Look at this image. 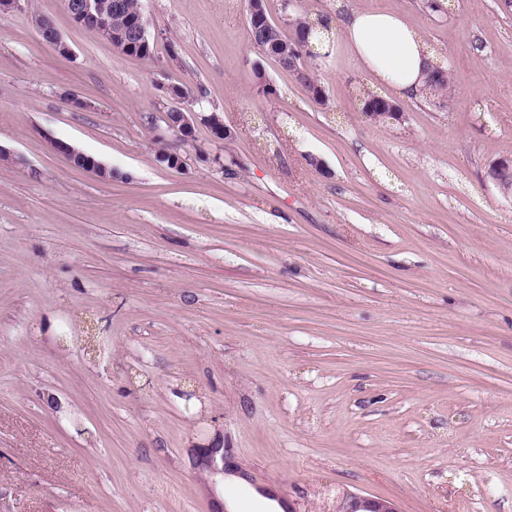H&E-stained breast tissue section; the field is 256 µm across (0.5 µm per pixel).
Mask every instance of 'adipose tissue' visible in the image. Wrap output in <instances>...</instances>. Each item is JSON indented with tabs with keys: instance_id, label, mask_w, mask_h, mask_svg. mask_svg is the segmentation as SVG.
<instances>
[{
	"instance_id": "1",
	"label": "adipose tissue",
	"mask_w": 512,
	"mask_h": 512,
	"mask_svg": "<svg viewBox=\"0 0 512 512\" xmlns=\"http://www.w3.org/2000/svg\"><path fill=\"white\" fill-rule=\"evenodd\" d=\"M335 29L360 68L397 95H415L423 86L431 56L421 33L402 14L357 9L337 19Z\"/></svg>"
}]
</instances>
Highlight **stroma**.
Returning a JSON list of instances; mask_svg holds the SVG:
<instances>
[{
    "label": "stroma",
    "mask_w": 512,
    "mask_h": 512,
    "mask_svg": "<svg viewBox=\"0 0 512 512\" xmlns=\"http://www.w3.org/2000/svg\"><path fill=\"white\" fill-rule=\"evenodd\" d=\"M449 4L348 0L450 68L391 124L344 40L308 62L324 107L258 59L247 0H141L148 59L62 0L0 12V512H512V197L486 177L512 158V0ZM173 83L230 137L180 142ZM49 145L54 151L66 156L71 164L78 162L87 172L92 173L96 177L102 180L109 179L110 168L94 157L86 155L62 141L50 140ZM337 512H399V510L387 500L359 502L355 496H350L346 507L337 510Z\"/></svg>",
    "instance_id": "1"
}]
</instances>
